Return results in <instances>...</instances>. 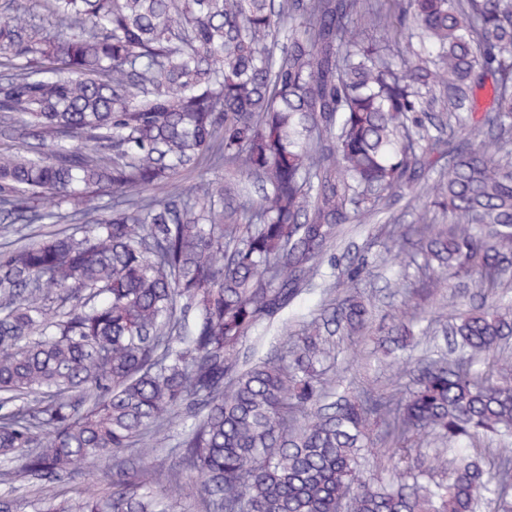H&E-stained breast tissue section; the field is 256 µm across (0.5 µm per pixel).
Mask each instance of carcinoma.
<instances>
[{
    "instance_id": "cac0c4a2",
    "label": "carcinoma",
    "mask_w": 512,
    "mask_h": 512,
    "mask_svg": "<svg viewBox=\"0 0 512 512\" xmlns=\"http://www.w3.org/2000/svg\"><path fill=\"white\" fill-rule=\"evenodd\" d=\"M41 2L63 27L0 4V231L19 235L0 252V483L30 485L0 512H169L185 488L149 466L167 446L201 512H512V382L464 367L512 338V300L458 313L456 358L365 401L320 378L331 337L369 329L363 260L284 355L244 352L288 332L341 225L388 197L417 212L387 234L417 237L421 300L512 288V0ZM431 436L508 444L491 469L424 465ZM99 462L107 488L66 495Z\"/></svg>"
}]
</instances>
